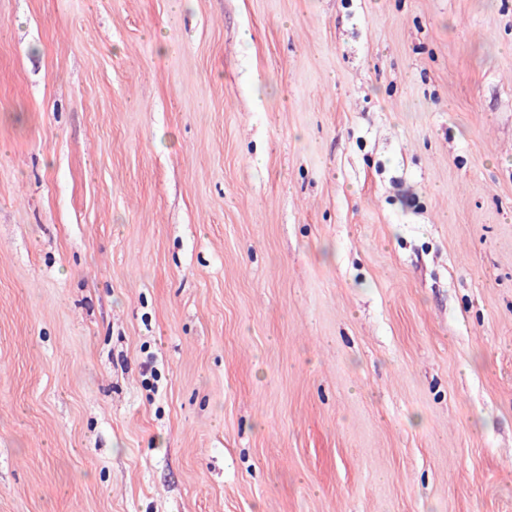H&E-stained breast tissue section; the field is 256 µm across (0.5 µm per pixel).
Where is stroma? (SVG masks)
<instances>
[{"label": "stroma", "instance_id": "obj_1", "mask_svg": "<svg viewBox=\"0 0 512 512\" xmlns=\"http://www.w3.org/2000/svg\"><path fill=\"white\" fill-rule=\"evenodd\" d=\"M0 512H512V0H0Z\"/></svg>", "mask_w": 512, "mask_h": 512}]
</instances>
